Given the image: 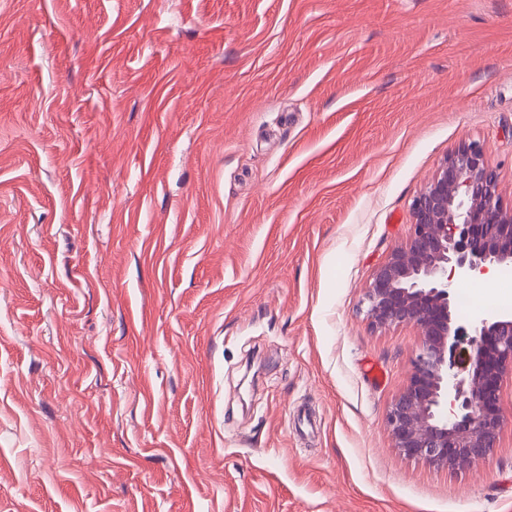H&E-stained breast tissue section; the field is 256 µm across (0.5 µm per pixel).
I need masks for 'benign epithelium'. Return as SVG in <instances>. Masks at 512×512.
<instances>
[{
    "mask_svg": "<svg viewBox=\"0 0 512 512\" xmlns=\"http://www.w3.org/2000/svg\"><path fill=\"white\" fill-rule=\"evenodd\" d=\"M512 264V215L499 172L483 144L463 141L413 200L405 245L394 249L367 288L375 328L409 325L420 338L407 385L388 406L393 448L430 465L456 469L487 456L504 418L501 387L512 376V314L479 311L455 325L457 282ZM468 336V373L448 363Z\"/></svg>",
    "mask_w": 512,
    "mask_h": 512,
    "instance_id": "obj_1",
    "label": "benign epithelium"
}]
</instances>
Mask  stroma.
<instances>
[{
    "label": "stroma",
    "instance_id": "stroma-1",
    "mask_svg": "<svg viewBox=\"0 0 512 512\" xmlns=\"http://www.w3.org/2000/svg\"><path fill=\"white\" fill-rule=\"evenodd\" d=\"M464 140L512 211V0H0V512H512L363 304Z\"/></svg>",
    "mask_w": 512,
    "mask_h": 512
}]
</instances>
